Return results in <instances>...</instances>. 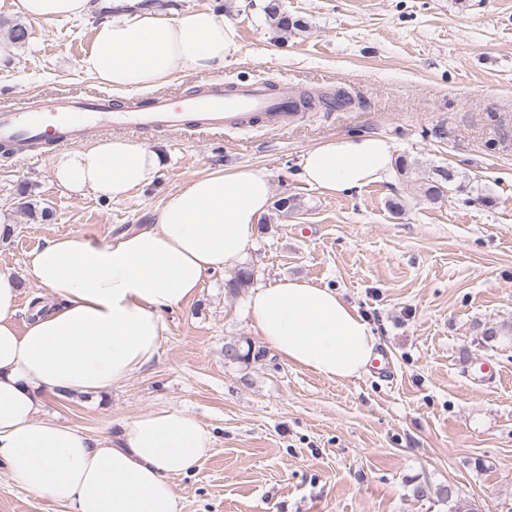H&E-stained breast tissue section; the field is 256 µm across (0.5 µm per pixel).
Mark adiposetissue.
Wrapping results in <instances>:
<instances>
[{
  "label": "adipose tissue",
  "instance_id": "adipose-tissue-1",
  "mask_svg": "<svg viewBox=\"0 0 512 512\" xmlns=\"http://www.w3.org/2000/svg\"><path fill=\"white\" fill-rule=\"evenodd\" d=\"M41 21L85 19L91 0H16ZM239 50L234 24L209 10L117 11L99 21L80 68L115 90L150 89L175 73L218 71ZM393 146L361 134L328 139L302 156L300 175L330 195L386 181ZM160 153L113 136L55 156L65 191L118 202L150 187ZM271 203L268 177L217 166L171 193L152 224L96 244L74 232L29 251L25 274L0 270V466L33 494L69 512H178L177 475L212 447L196 417L157 408L124 423L112 441L39 418L45 398L102 394L150 363L165 332L163 309L193 299L209 274L244 257ZM46 290L30 322L15 315L24 281ZM265 345L289 365L333 381L358 377L378 337L357 308L329 288L282 279L248 302Z\"/></svg>",
  "mask_w": 512,
  "mask_h": 512
}]
</instances>
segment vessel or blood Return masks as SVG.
Returning a JSON list of instances; mask_svg holds the SVG:
<instances>
[{
  "label": "vessel or blood",
  "instance_id": "1",
  "mask_svg": "<svg viewBox=\"0 0 512 512\" xmlns=\"http://www.w3.org/2000/svg\"><path fill=\"white\" fill-rule=\"evenodd\" d=\"M295 118V99L279 95L265 81H216L192 96H157L148 104L135 102L122 111L113 110L111 99L101 96L32 95L12 111L0 112V143L24 154L46 143L74 144L115 126L221 134L258 124L282 130Z\"/></svg>",
  "mask_w": 512,
  "mask_h": 512
}]
</instances>
